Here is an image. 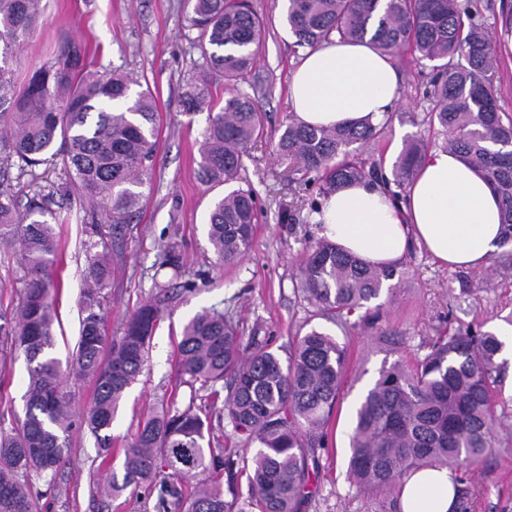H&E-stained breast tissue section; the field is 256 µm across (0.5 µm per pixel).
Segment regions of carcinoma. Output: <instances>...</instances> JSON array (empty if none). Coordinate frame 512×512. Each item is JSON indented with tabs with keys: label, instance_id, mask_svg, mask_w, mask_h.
<instances>
[{
	"label": "carcinoma",
	"instance_id": "obj_1",
	"mask_svg": "<svg viewBox=\"0 0 512 512\" xmlns=\"http://www.w3.org/2000/svg\"><path fill=\"white\" fill-rule=\"evenodd\" d=\"M479 0H286L285 19L298 48L313 49L337 36L370 37L393 56L407 51L431 63L429 122L450 134L448 146L491 182L502 205L503 244L512 243V115L500 104L491 37L475 23ZM190 39L202 59L187 81V111L218 107L204 132L198 177L211 192L207 237L215 265L230 267L246 255L260 209L243 158L262 134L256 97L239 89L216 105L220 81L247 84L265 39L262 18L249 0H183ZM44 23L41 0H0V162L25 174L62 158L82 199L107 194L112 223L124 224L152 175L157 110L150 89L131 91L134 81L114 71L90 69L85 51L66 41L55 58L33 65L18 86L19 49ZM461 58L464 63L455 62ZM384 124L323 127L292 119L279 136L278 151L294 158L319 196L378 177L376 163L350 147L382 137ZM425 155L409 140L393 168L394 182L410 184ZM61 204L56 192H40L20 205L0 183V244L19 245L26 270L19 303L0 312V345L24 355L29 368L24 418L0 434V512H35L33 479L56 475L70 449L73 427L96 438L100 455L112 453L113 421L148 357L160 318V303H146L127 318L122 336H106L102 301L112 287V251L99 224L85 225L86 267L80 295V334L69 372L94 383L91 406L75 420L72 400L61 386L55 346L57 275L61 243L56 231ZM160 267L185 278L193 292L202 274L192 273L175 246ZM402 276L398 266L370 265L320 239L310 246L296 291L312 316L333 321L345 334L368 330L381 318L383 284ZM358 320L350 317L358 310ZM503 342L481 326L436 337L429 352L408 364H385L356 409L350 438L349 478L371 492L403 487L420 469L452 470L485 456L495 442L493 388L500 381ZM286 359L269 341L245 339L232 311L203 309L184 325L177 347L179 383L190 389L187 406H165L138 424L124 449L123 479L157 491L156 512H302L312 497L319 451L340 398L347 351L335 337L312 328L288 342ZM239 447H224V424ZM186 483L178 491L159 480ZM226 476V486L219 478ZM250 493H238L241 479ZM176 498L172 503L169 498Z\"/></svg>",
	"mask_w": 512,
	"mask_h": 512
}]
</instances>
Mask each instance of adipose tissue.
<instances>
[{
	"instance_id": "ef3b65f1",
	"label": "adipose tissue",
	"mask_w": 512,
	"mask_h": 512,
	"mask_svg": "<svg viewBox=\"0 0 512 512\" xmlns=\"http://www.w3.org/2000/svg\"><path fill=\"white\" fill-rule=\"evenodd\" d=\"M400 97L394 59L366 40L334 37L301 51L289 83L291 109L310 125L376 123ZM315 224L319 237L380 267L396 263L414 242L441 264L474 269L502 242L500 204L489 181L443 148L425 154L402 201L378 182L349 185L323 199ZM400 501L402 512H454V477L445 468L419 471Z\"/></svg>"
}]
</instances>
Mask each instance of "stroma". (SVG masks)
<instances>
[{
    "label": "stroma",
    "mask_w": 512,
    "mask_h": 512,
    "mask_svg": "<svg viewBox=\"0 0 512 512\" xmlns=\"http://www.w3.org/2000/svg\"><path fill=\"white\" fill-rule=\"evenodd\" d=\"M46 20L23 46L17 80H25L29 65L54 58L60 43L75 39L85 50L93 70H117L148 82L158 112L154 137V171L141 188L143 198L130 222L112 240L116 258L114 284L103 308L109 336H120L125 320L137 307L156 300L161 288L172 297L152 338L146 369L129 390L112 429L114 453L101 458L87 429L74 428L71 453L55 482L34 481L30 493L40 512H154V496L127 488L117 496H103L94 486L122 474L124 446L137 425L153 408L187 405L188 387L178 385L176 343L186 322L198 311L233 308L244 336L274 338L287 345L296 333L316 327L346 346L348 366L340 400L329 426V446L320 452V469L312 479L314 497L306 512H387L391 495L361 489L347 474L349 435L355 405L374 383L383 364L424 356L440 332L481 323L484 330L504 334L512 315V261L495 253L478 269H450L425 251L411 247L400 261L402 276L393 290L381 294L383 316L367 331L340 334L336 325L311 318L307 302L294 292L300 264L317 241L315 224L305 208L315 194L277 142L292 116L288 103L290 71L299 53L284 21V0H252L267 23L261 60L254 81L263 88L259 110L263 134L245 160V176L257 192L262 210L248 254L236 266H214L204 214L210 203L195 169L209 124V108L185 111L181 96L199 61L188 41L182 0H43ZM481 20L496 32L501 56L497 89L504 110L512 114V43L500 35L499 13L512 0H485ZM403 100L388 116L385 136L363 147L383 173H392L408 139L428 148L445 143L430 126L426 96L428 62L411 54L397 59ZM67 217L62 224V257L58 267L63 287L56 297L59 323L51 351L68 364L79 337V297L86 266L84 225L109 224V201L85 209L78 193L63 200ZM178 244L191 270L208 273L206 283L182 292L171 270L160 268L168 244ZM28 364L23 355L0 351V432L11 431L25 413ZM496 412L502 422L496 443L481 461L461 467L456 476L467 494L468 512H512V378L503 377L494 389Z\"/></svg>",
    "instance_id": "stroma-1"
}]
</instances>
